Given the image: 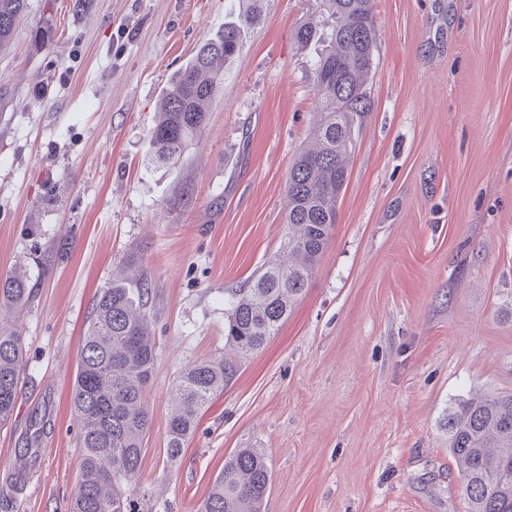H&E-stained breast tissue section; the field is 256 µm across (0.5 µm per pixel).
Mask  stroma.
Wrapping results in <instances>:
<instances>
[{
	"label": "stroma",
	"instance_id": "stroma-1",
	"mask_svg": "<svg viewBox=\"0 0 512 512\" xmlns=\"http://www.w3.org/2000/svg\"><path fill=\"white\" fill-rule=\"evenodd\" d=\"M27 0L0 50V275L34 290L27 366L0 427V482L33 409L38 475L6 512H69L71 406L92 306L135 260L158 359L140 512H199L226 455L272 469L264 512H468L444 422L512 391V0H376L372 110L354 131L338 218L279 333L244 360L166 462L180 369L224 349V296L280 249L292 160L316 121L321 0ZM242 23L224 92L185 162L150 160L160 97L203 41ZM49 27L46 48L34 32ZM189 203H165L181 187Z\"/></svg>",
	"mask_w": 512,
	"mask_h": 512
}]
</instances>
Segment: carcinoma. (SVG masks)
<instances>
[{"label": "carcinoma", "instance_id": "1", "mask_svg": "<svg viewBox=\"0 0 512 512\" xmlns=\"http://www.w3.org/2000/svg\"><path fill=\"white\" fill-rule=\"evenodd\" d=\"M374 0H323L330 33L302 24L298 42L319 46L311 71L318 109L315 147L298 153L285 187L288 232L275 259L255 273L250 285L233 292L224 321L225 352L192 362L178 373L171 391L166 458L177 461L195 432L200 411L224 391L241 360L276 335L303 294L331 236L337 199L348 175L355 126L371 111L366 82L375 61ZM26 0H0V49L13 35ZM241 27L224 23L204 42L163 91L151 131L153 162L175 165L199 139L215 98L224 91L217 62L239 50ZM151 282L127 265L102 289L80 344L72 405L80 424L81 477L70 512H136L142 442L150 426L145 395L157 352L149 312ZM33 297L27 275L0 277V425L12 416L25 367L24 336L10 315ZM48 418L30 416L25 447L38 458ZM448 451L461 475L470 512H512V392L463 399L448 414ZM271 469L257 448H240L224 459L202 512H263Z\"/></svg>", "mask_w": 512, "mask_h": 512}]
</instances>
